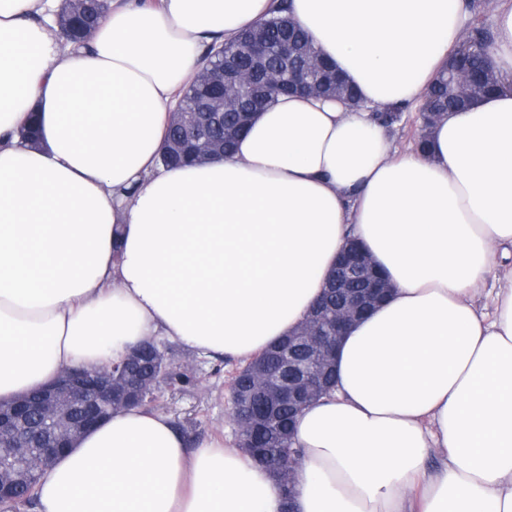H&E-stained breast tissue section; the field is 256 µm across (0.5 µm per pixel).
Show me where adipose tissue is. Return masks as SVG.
Instances as JSON below:
<instances>
[{
	"label": "adipose tissue",
	"instance_id": "ef3b65f1",
	"mask_svg": "<svg viewBox=\"0 0 512 512\" xmlns=\"http://www.w3.org/2000/svg\"><path fill=\"white\" fill-rule=\"evenodd\" d=\"M272 7L108 0L75 45L59 0H0V400L159 336L253 358L306 317L351 238L394 286L295 418L291 502L241 449L188 446L131 407L57 460L38 512H512V0L489 48L499 90L436 123L428 152L395 155L374 111L422 103L464 0H288L361 107L282 96L224 160L163 166L202 48Z\"/></svg>",
	"mask_w": 512,
	"mask_h": 512
}]
</instances>
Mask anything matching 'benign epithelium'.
I'll use <instances>...</instances> for the list:
<instances>
[{
  "instance_id": "benign-epithelium-1",
  "label": "benign epithelium",
  "mask_w": 512,
  "mask_h": 512,
  "mask_svg": "<svg viewBox=\"0 0 512 512\" xmlns=\"http://www.w3.org/2000/svg\"><path fill=\"white\" fill-rule=\"evenodd\" d=\"M239 49L257 66L270 55L262 30L248 33ZM479 50L480 46L464 37L446 71L452 93L462 100L486 81V68L474 67L469 60ZM328 71L330 67L311 57L301 68L272 72L265 84L256 85L246 82L231 67L204 66L194 83L206 89V95L191 108L179 101L174 121L183 128L185 141L192 146L197 161L221 159L224 149L210 134L208 123L224 118L226 112H240L244 105L247 111L257 112L271 92L297 91L317 96ZM372 267L369 254L355 244L348 245L339 255L331 278V287L338 295L336 306L320 307L307 315L288 341L274 351L276 371L266 369L264 356L251 363L249 391H235L232 396L231 419L237 433L257 423L276 422L281 407L301 409L327 392L326 374L334 365L340 340L367 306L391 288L371 277ZM126 365L124 361L94 370L67 368L36 395L0 403V435H19L32 413L39 417L44 430V438L37 445L19 440L12 448H0V501H16L15 484L29 477L31 462L47 469L104 418L134 405L154 402L160 374L168 365L165 353L159 354L153 372L147 375L132 376ZM255 396L263 401L258 410L252 405Z\"/></svg>"
}]
</instances>
